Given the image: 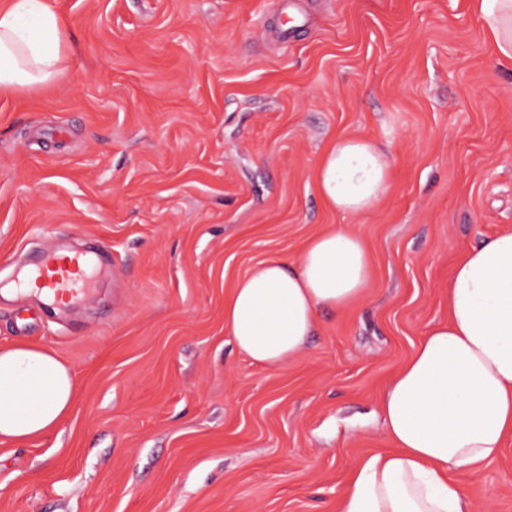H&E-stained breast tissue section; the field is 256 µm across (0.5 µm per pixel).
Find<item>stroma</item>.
Masks as SVG:
<instances>
[{"label":"stroma","instance_id":"35a3bbf8","mask_svg":"<svg viewBox=\"0 0 512 512\" xmlns=\"http://www.w3.org/2000/svg\"><path fill=\"white\" fill-rule=\"evenodd\" d=\"M53 4L63 74L0 96V289L59 243L113 275L52 321L0 302V349H47L79 388L54 430L0 439V512H336L391 445L382 393L447 322L456 259L512 228V68L471 0ZM344 136L390 164L359 214L316 187ZM333 229L368 245L365 295L253 363L225 295ZM453 479L480 490L471 512H512V443Z\"/></svg>","mask_w":512,"mask_h":512}]
</instances>
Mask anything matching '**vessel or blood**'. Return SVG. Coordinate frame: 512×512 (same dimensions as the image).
Segmentation results:
<instances>
[{"instance_id": "obj_1", "label": "vessel or blood", "mask_w": 512, "mask_h": 512, "mask_svg": "<svg viewBox=\"0 0 512 512\" xmlns=\"http://www.w3.org/2000/svg\"><path fill=\"white\" fill-rule=\"evenodd\" d=\"M35 271L20 289V297L29 291L40 290L52 293L53 308L73 302L80 295H89L97 272L85 255L55 249L35 258Z\"/></svg>"}]
</instances>
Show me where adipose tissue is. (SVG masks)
I'll return each instance as SVG.
<instances>
[{"label": "adipose tissue", "instance_id": "ef3b65f1", "mask_svg": "<svg viewBox=\"0 0 512 512\" xmlns=\"http://www.w3.org/2000/svg\"><path fill=\"white\" fill-rule=\"evenodd\" d=\"M498 57L512 61V0H474ZM67 28L52 0H10L0 9V96L61 75ZM331 208L356 214L389 188V165L368 140L338 138L318 167ZM363 238L330 230L297 261L270 258L237 279L224 299V327L253 362L298 355L321 313L359 300L370 281ZM71 369L48 350L0 351V437L24 442L54 429L71 410ZM381 408L390 449L352 469L336 512H469L454 482L512 442V230L462 253L448 280V321L433 328L386 387Z\"/></svg>", "mask_w": 512, "mask_h": 512}]
</instances>
